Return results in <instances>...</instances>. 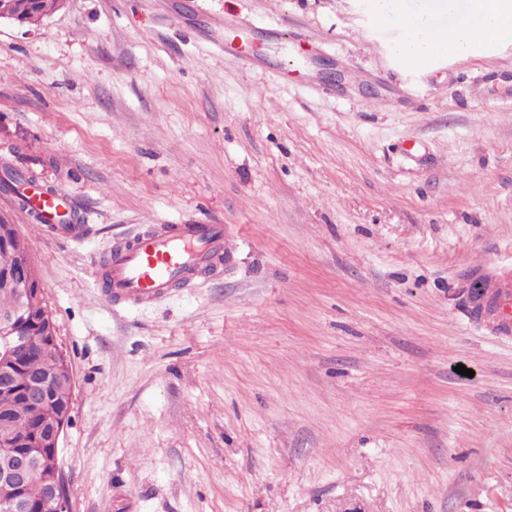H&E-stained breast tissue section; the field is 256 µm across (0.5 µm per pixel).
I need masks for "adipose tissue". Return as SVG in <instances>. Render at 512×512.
<instances>
[{"label":"adipose tissue","mask_w":512,"mask_h":512,"mask_svg":"<svg viewBox=\"0 0 512 512\" xmlns=\"http://www.w3.org/2000/svg\"><path fill=\"white\" fill-rule=\"evenodd\" d=\"M402 72L512 45V0H359Z\"/></svg>","instance_id":"1"}]
</instances>
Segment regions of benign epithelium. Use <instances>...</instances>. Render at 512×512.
<instances>
[{
    "label": "benign epithelium",
    "instance_id": "benign-epithelium-1",
    "mask_svg": "<svg viewBox=\"0 0 512 512\" xmlns=\"http://www.w3.org/2000/svg\"><path fill=\"white\" fill-rule=\"evenodd\" d=\"M0 244L15 248L21 255L17 267L0 274V282L16 289L18 295L17 306L0 314V389L7 391L14 387L15 373L20 368L17 356L26 346L29 331L39 330L52 349L57 346V331L49 307H44L40 318L30 317L29 302L34 299L44 302L46 298L15 225H7V231L0 234ZM52 386V376L36 374L29 379L27 398L34 404H42L49 399ZM71 414L72 403L60 405L51 412L46 430L29 437L14 436L0 443V512H31L24 490L33 481L40 482L42 488L39 512H69L60 440Z\"/></svg>",
    "mask_w": 512,
    "mask_h": 512
}]
</instances>
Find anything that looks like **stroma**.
<instances>
[{"label":"stroma","mask_w":512,"mask_h":512,"mask_svg":"<svg viewBox=\"0 0 512 512\" xmlns=\"http://www.w3.org/2000/svg\"><path fill=\"white\" fill-rule=\"evenodd\" d=\"M5 165L85 229L0 193L74 373L70 512H512V337L462 294L512 268V47L410 79L349 0H64L0 20ZM153 224L232 253L107 302ZM69 198L68 192L64 188L55 191L53 195H33L30 198L29 209L38 211L44 222H52L58 218Z\"/></svg>","instance_id":"obj_1"}]
</instances>
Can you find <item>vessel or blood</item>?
<instances>
[{
	"label": "vessel or blood",
	"instance_id": "1",
	"mask_svg": "<svg viewBox=\"0 0 512 512\" xmlns=\"http://www.w3.org/2000/svg\"><path fill=\"white\" fill-rule=\"evenodd\" d=\"M69 194L33 195L30 206L43 221L57 219ZM232 249L220 224H162L133 236L115 248L101 273L111 302L142 304L169 294L171 288L194 281L221 263ZM470 285L478 296L473 318L489 320L496 335H512V272L477 265Z\"/></svg>",
	"mask_w": 512,
	"mask_h": 512
}]
</instances>
